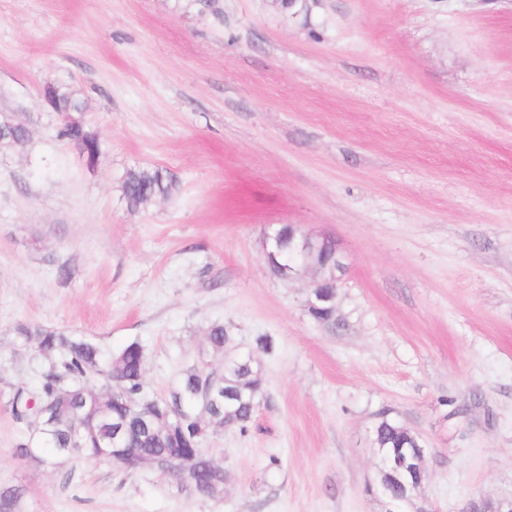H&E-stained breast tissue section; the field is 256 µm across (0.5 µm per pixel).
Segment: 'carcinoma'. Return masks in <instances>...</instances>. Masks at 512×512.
<instances>
[{"label": "carcinoma", "mask_w": 512, "mask_h": 512, "mask_svg": "<svg viewBox=\"0 0 512 512\" xmlns=\"http://www.w3.org/2000/svg\"><path fill=\"white\" fill-rule=\"evenodd\" d=\"M50 108L60 116L56 137L86 146L88 156L97 160L100 146L95 134L87 131L80 118L81 101L74 92L57 87ZM175 182L163 170L145 167L128 173L121 194L128 209L147 208L157 198L169 197ZM17 335L37 339L38 355L48 367L33 390L19 389L12 398V410L22 409L16 418L29 432L22 453L34 458H55L60 448H70L68 458H95L99 448L112 445L122 449L123 460H164L192 454L202 447L208 427L231 422L240 432L248 431L264 377L258 361L241 354L224 362L220 370H206L197 364L185 367L177 388L164 398L145 389L146 354L137 341L104 358L100 348L51 327L20 325ZM234 344V337L221 323L211 324L205 345L222 352ZM53 423L39 433L34 422L40 415ZM374 447L380 458L379 482L388 502L397 504L404 491L397 481L401 462L412 449L421 448V438L388 418L373 427ZM226 473L219 462L206 456L197 460L192 484L203 496L223 488Z\"/></svg>", "instance_id": "1"}]
</instances>
